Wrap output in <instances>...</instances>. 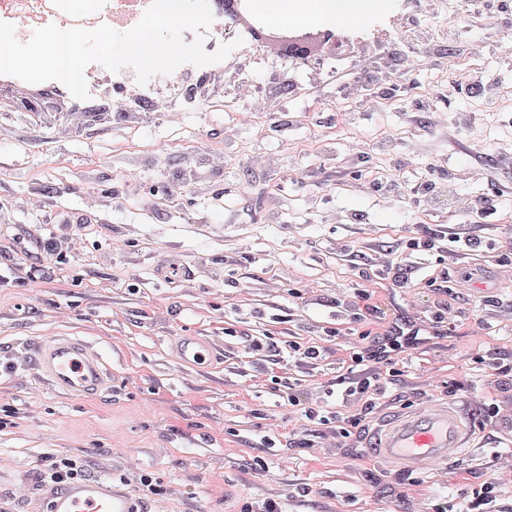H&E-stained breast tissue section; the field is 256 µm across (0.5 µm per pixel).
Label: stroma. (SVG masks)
<instances>
[{"instance_id":"1","label":"stroma","mask_w":512,"mask_h":512,"mask_svg":"<svg viewBox=\"0 0 512 512\" xmlns=\"http://www.w3.org/2000/svg\"><path fill=\"white\" fill-rule=\"evenodd\" d=\"M488 18L464 10L433 18L459 27L451 49L466 41H497L478 65L508 109L486 112L470 91L449 93L453 66L416 65L403 90L382 88L386 111L362 126L336 111V87L314 100L283 87L284 123L259 129L234 126L202 102L193 112L160 113L143 126L111 116L71 129L70 112L108 110L101 92L85 100L48 86L0 87L11 106L0 111V251L13 260L11 285L0 287V469L37 488L44 459L67 455L86 475H106L139 491L152 512H262L274 500L283 512H430L451 502L465 512L472 490L497 480L512 483V390L492 374L497 359L512 362V6L489 0ZM423 21L418 0H380L360 28L339 32L372 41L393 17ZM434 109L409 119L415 99ZM242 150L225 153L229 129ZM483 133V160L496 182L474 179L461 143ZM162 151L159 165L129 168L136 154ZM393 137L406 179L447 193L446 207L383 197L374 180L376 156L360 160L355 176L326 186L299 173L333 166L335 155L362 141ZM292 156L288 192L278 223H267L256 199L265 169L245 154ZM224 153L207 189L176 206L146 208L143 195L185 176L199 153ZM499 190L495 209L459 210L460 198ZM103 209L85 224H61L62 213H83L91 194ZM479 240L451 252L447 231ZM65 249L46 254L47 239ZM176 259L182 274L166 277L160 257ZM41 264L43 277L26 272ZM505 265L489 292L467 293L458 281L472 268ZM368 295L370 317L355 305ZM455 325L451 338H433L399 353L396 386L376 410H408L444 400L449 386L470 411L474 444L447 471L396 474L365 451L366 428L343 437L340 427L301 419L287 406L297 393L320 406L326 390L351 364L370 323L394 313ZM54 336L99 343L112 385L91 398L70 397L40 382L37 345ZM173 336L225 340L222 362L180 369L167 348ZM260 341L246 349L244 337ZM319 348V359L299 362L276 353L290 341ZM496 405L497 417L484 410ZM305 447H297V440ZM152 478L153 489L140 485Z\"/></svg>"}]
</instances>
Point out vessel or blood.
I'll return each instance as SVG.
<instances>
[{
	"mask_svg": "<svg viewBox=\"0 0 512 512\" xmlns=\"http://www.w3.org/2000/svg\"><path fill=\"white\" fill-rule=\"evenodd\" d=\"M182 368H207L217 348L197 336L172 343ZM38 375L73 397L94 395L109 383L103 351L84 339L57 336L37 347ZM469 421L454 404L433 401L404 413L381 417L368 437L367 452L394 472L427 474L447 468L465 451ZM30 512H149L146 501L126 485L91 476L65 485L42 484Z\"/></svg>",
	"mask_w": 512,
	"mask_h": 512,
	"instance_id": "1",
	"label": "vessel or blood"
}]
</instances>
